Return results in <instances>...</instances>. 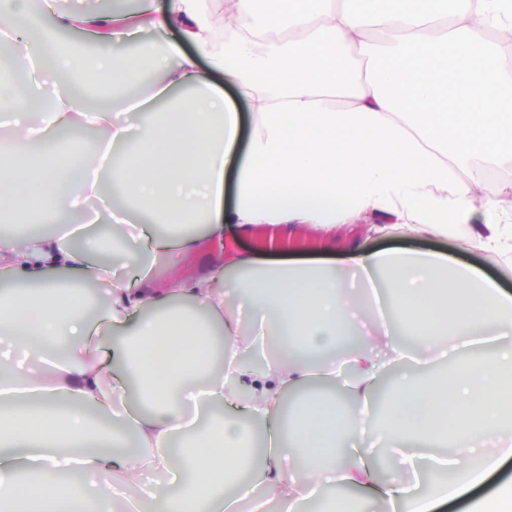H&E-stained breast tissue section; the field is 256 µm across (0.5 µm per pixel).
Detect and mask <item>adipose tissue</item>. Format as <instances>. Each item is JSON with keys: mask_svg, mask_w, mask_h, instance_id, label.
<instances>
[{"mask_svg": "<svg viewBox=\"0 0 512 512\" xmlns=\"http://www.w3.org/2000/svg\"><path fill=\"white\" fill-rule=\"evenodd\" d=\"M224 12L236 25L221 40L206 0H169L161 12L150 0L101 12L0 0L7 52L35 43L41 65L60 68L70 62L60 34L84 31L93 44L83 74L124 91L93 114L81 93L60 91L35 128L21 117L41 112L38 79L1 80L0 112L20 120L0 166V208L27 219L98 196L87 176L96 156L77 174L69 150L38 146L89 123L109 152L112 194L126 202L94 218L122 242L109 264L68 231L0 240L13 282L0 291V512H110L136 484L153 512H232L258 487L299 502L306 481L373 490L391 512H433L512 459V294L482 273L359 239L339 269L243 250L161 288L150 266H178L206 239L257 224L329 235L353 214L375 218L376 235H460L512 266V181L484 178L512 162V45L489 38L512 33V0H224ZM238 100L252 108L246 139ZM349 273L387 290L400 335L418 337L420 352L461 345L444 378L393 382L382 465L364 416L385 365L406 351L388 335L360 336ZM89 282L105 284L100 320L119 335L92 334ZM233 294L288 339L266 367L244 366L249 347L226 310ZM345 336L357 342L340 379L323 354ZM315 380L339 381L344 405L307 395ZM180 430L188 438L176 448ZM73 469L114 481L89 487L69 479ZM147 470L179 471L178 492L141 485Z\"/></svg>", "mask_w": 512, "mask_h": 512, "instance_id": "1", "label": "adipose tissue"}]
</instances>
